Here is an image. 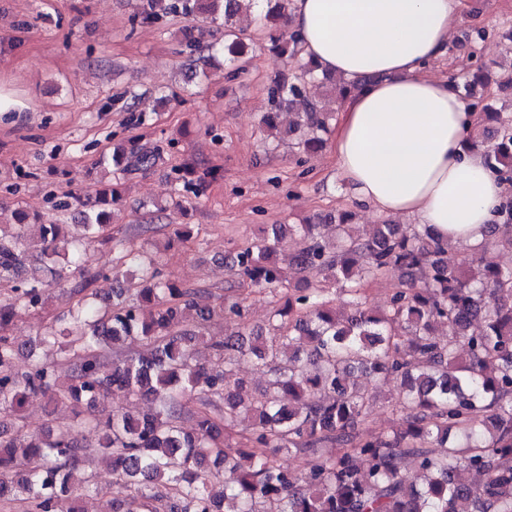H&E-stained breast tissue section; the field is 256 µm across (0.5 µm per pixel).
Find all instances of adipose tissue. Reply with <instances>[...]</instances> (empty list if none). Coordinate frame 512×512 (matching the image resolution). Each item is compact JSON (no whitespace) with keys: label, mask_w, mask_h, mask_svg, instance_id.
Here are the masks:
<instances>
[{"label":"adipose tissue","mask_w":512,"mask_h":512,"mask_svg":"<svg viewBox=\"0 0 512 512\" xmlns=\"http://www.w3.org/2000/svg\"><path fill=\"white\" fill-rule=\"evenodd\" d=\"M465 0H291L288 25L305 59L360 88L342 101L336 166L359 199L474 244L504 184L466 151L478 122L460 91L427 72L448 55Z\"/></svg>","instance_id":"adipose-tissue-1"}]
</instances>
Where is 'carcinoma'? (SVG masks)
Wrapping results in <instances>:
<instances>
[{"label": "carcinoma", "instance_id": "obj_1", "mask_svg": "<svg viewBox=\"0 0 512 512\" xmlns=\"http://www.w3.org/2000/svg\"><path fill=\"white\" fill-rule=\"evenodd\" d=\"M289 0H276L264 15L271 50L301 74L268 88L270 111L260 119L266 138L288 141L298 160L325 143L333 105L352 83L318 78L300 60L297 36L285 29ZM255 0H139L132 21L148 24L180 13L190 21H224V56L239 60L253 50L243 22ZM330 84L323 98L309 85ZM472 145L483 148L487 166L512 185V124L481 108ZM163 159L159 147L129 140L112 153L126 177L145 173ZM116 190L102 189L74 202L85 207L83 234L66 224H29L16 213L0 236V285L11 295L0 303V410L20 415L40 395L49 406L83 404L87 416L55 423L38 433L0 423V499L31 512H82L72 491L81 457L101 452L117 475L109 508L102 512H512V267L485 257L512 252V236L489 238L471 248L479 258L448 262L457 243L426 224H372L358 231L354 213L319 215L302 224L272 226L226 262L231 274L258 290L283 288L266 324L248 327L245 299L218 308L202 306L195 292L167 279L156 256L128 254L140 284L137 295L112 289L90 293L70 311L82 328L50 329L25 347L3 332L12 310L43 308L47 287L80 266L84 245L110 225L107 207ZM333 225L332 242L320 227ZM36 228L30 233L28 229ZM293 246L288 267L275 259L278 246ZM402 278L382 308L368 304L363 285L389 272ZM341 293L338 299L335 294ZM236 322L219 340L206 338L214 317ZM448 329V339L436 331ZM138 341L145 351L112 358V350ZM207 344L222 361L196 360ZM42 347L65 354L70 372L62 381ZM252 357L269 375L253 392L226 376L240 357ZM27 360L24 370L16 360ZM380 385L392 377L401 390L396 429L368 431L372 395L356 378ZM109 393L150 404L138 415L98 410ZM196 398L186 416L184 400ZM193 425L187 429L184 420ZM248 420L246 441L230 434ZM98 431L93 444L79 429ZM336 452L327 453L325 449ZM304 451L305 473L275 463L279 453ZM180 456V472L170 460ZM417 464L414 480L399 463Z\"/></svg>", "mask_w": 512, "mask_h": 512}]
</instances>
